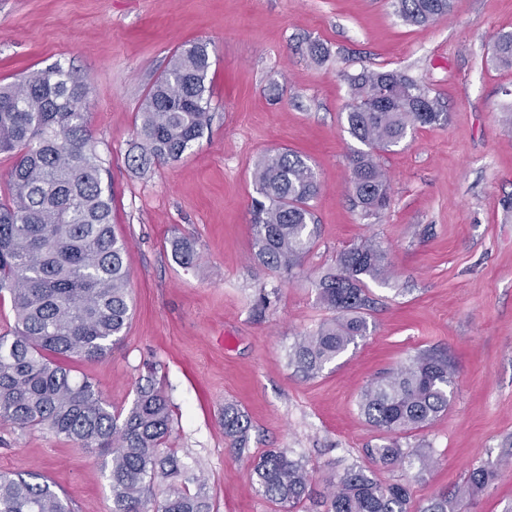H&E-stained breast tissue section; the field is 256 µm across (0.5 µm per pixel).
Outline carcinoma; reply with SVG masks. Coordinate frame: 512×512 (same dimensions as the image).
Segmentation results:
<instances>
[{
    "label": "carcinoma",
    "mask_w": 512,
    "mask_h": 512,
    "mask_svg": "<svg viewBox=\"0 0 512 512\" xmlns=\"http://www.w3.org/2000/svg\"><path fill=\"white\" fill-rule=\"evenodd\" d=\"M451 0H398L405 21L420 25L448 14ZM495 60L512 68V32L491 39ZM210 53L205 43L184 45L149 89L136 129L139 153L131 161L180 159L211 121ZM349 133L365 146L350 161L354 199L364 216L390 204V185L379 163L416 127L447 121L436 99L407 74L362 70L349 79ZM89 85L62 66L32 71L0 86V154L15 162L9 200L0 202V292L9 294L14 328L0 334V422L46 428L84 450L111 456L112 512H212L206 485L188 462L164 449L172 431L170 403L152 382L136 389L124 416L108 410L101 392L65 362L96 361L123 339L131 317L126 242L112 230V195L88 122ZM250 223L254 257L269 270L292 275L314 243L311 201L320 190L313 167L288 150L264 155L255 167ZM386 250L366 239L339 253L334 271L318 283L321 305L335 314L294 342L289 365L308 378L366 336L361 314L364 279L383 280ZM454 365L422 351L376 378L358 408L385 443L371 449L383 466L417 457L426 471L430 454L402 440L448 410ZM224 436L246 449L250 423L224 406ZM499 463L470 470L451 494L419 512H454V504L489 485ZM259 492L293 512L308 497L310 473L300 458L269 451L253 468ZM324 512H411L410 488L387 483L362 466L329 480ZM0 512H71L50 482L0 470Z\"/></svg>",
    "instance_id": "obj_1"
}]
</instances>
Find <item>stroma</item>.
Wrapping results in <instances>:
<instances>
[{
    "mask_svg": "<svg viewBox=\"0 0 512 512\" xmlns=\"http://www.w3.org/2000/svg\"><path fill=\"white\" fill-rule=\"evenodd\" d=\"M512 31V0H453L449 15L407 24L395 0H0V85L61 64L92 88L89 128L105 159L112 223L128 242L132 318L104 359L76 375L127 413L138 384L167 392L168 448L196 462L213 512H280L255 488V459L274 449L303 459L323 512L332 474L352 464L409 483L414 505L495 461L489 487L459 512L512 507V68L490 59ZM207 43L212 120L176 162L136 167L141 103L184 44ZM327 55L316 60L311 42ZM398 70L423 84L448 119L416 128L381 164L389 207L365 219L348 187L361 144L345 120L348 78ZM307 157L321 185L314 244L293 277L253 254V173L268 151ZM193 240L180 264L172 244ZM373 238L392 275L366 281V336L312 379L288 364L295 340L332 319L316 284L340 251ZM425 350L456 368L447 412L413 432L427 471L385 467L381 433L358 409L364 388ZM250 422L237 452L225 404ZM0 470L45 476L72 512H112L106 459L46 429L0 423Z\"/></svg>",
    "mask_w": 512,
    "mask_h": 512,
    "instance_id": "obj_1",
    "label": "stroma"
}]
</instances>
